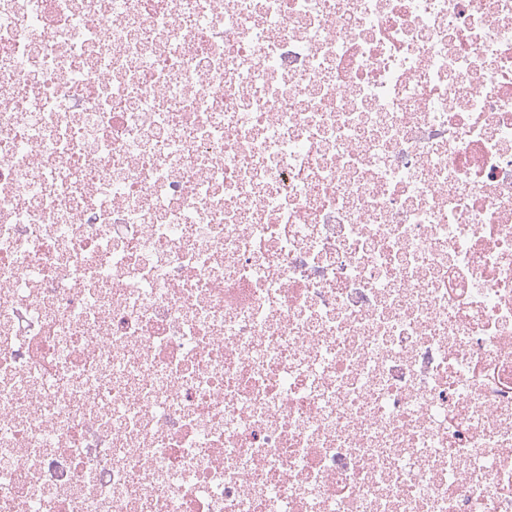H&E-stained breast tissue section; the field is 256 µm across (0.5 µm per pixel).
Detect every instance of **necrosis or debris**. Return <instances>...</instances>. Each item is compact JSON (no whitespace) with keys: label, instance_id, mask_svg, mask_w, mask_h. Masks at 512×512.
<instances>
[{"label":"necrosis or debris","instance_id":"obj_1","mask_svg":"<svg viewBox=\"0 0 512 512\" xmlns=\"http://www.w3.org/2000/svg\"><path fill=\"white\" fill-rule=\"evenodd\" d=\"M512 512V0H0V512Z\"/></svg>","mask_w":512,"mask_h":512}]
</instances>
